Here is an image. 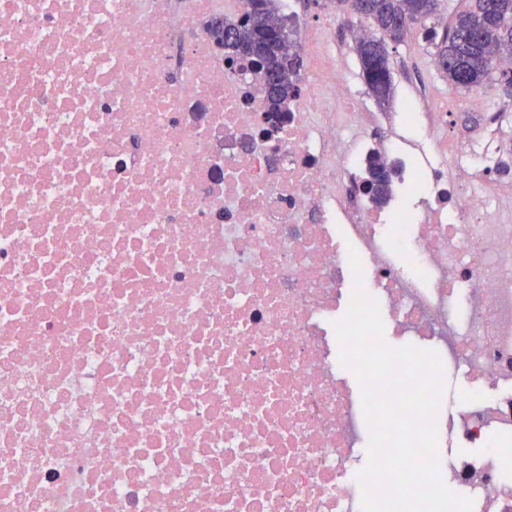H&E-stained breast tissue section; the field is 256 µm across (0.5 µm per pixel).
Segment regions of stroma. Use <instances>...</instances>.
<instances>
[{
	"mask_svg": "<svg viewBox=\"0 0 512 512\" xmlns=\"http://www.w3.org/2000/svg\"><path fill=\"white\" fill-rule=\"evenodd\" d=\"M334 21L326 44L337 69L347 83L360 95L365 108L379 113H393L402 100L414 97L418 87H427L431 104L449 102L448 140L452 143L470 140L474 132L486 127L492 114L506 116L500 134L501 159L512 163V97L498 84L486 89L481 104H472L470 90L450 86L434 63L433 45L425 42L420 33H412L404 42L389 44V65L393 95L381 103L366 93L361 64L356 52L347 48L353 30L364 20L349 7H338L335 0H296L294 20L297 26L316 27L324 17Z\"/></svg>",
	"mask_w": 512,
	"mask_h": 512,
	"instance_id": "obj_1",
	"label": "stroma"
}]
</instances>
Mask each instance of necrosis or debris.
<instances>
[{
	"instance_id": "obj_1",
	"label": "necrosis or debris",
	"mask_w": 512,
	"mask_h": 512,
	"mask_svg": "<svg viewBox=\"0 0 512 512\" xmlns=\"http://www.w3.org/2000/svg\"><path fill=\"white\" fill-rule=\"evenodd\" d=\"M244 8L0 0V512H362L356 286L465 374L440 476L512 512V183L418 100L382 127L310 37L274 118L205 30ZM402 128L416 216L360 187Z\"/></svg>"
}]
</instances>
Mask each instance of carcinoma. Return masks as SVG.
<instances>
[{"instance_id":"obj_1","label":"carcinoma","mask_w":512,"mask_h":512,"mask_svg":"<svg viewBox=\"0 0 512 512\" xmlns=\"http://www.w3.org/2000/svg\"><path fill=\"white\" fill-rule=\"evenodd\" d=\"M353 11L360 14L373 29V34L356 44L362 76L369 95L377 101L392 96L389 62L376 58L369 44L401 43L412 25L436 16L439 0H352ZM281 19V0H247L245 11L234 17L215 18L210 36L232 57H241L256 65L259 76L279 77L268 91V111L286 112L288 102L298 91L303 65L294 22H289L282 42L265 53V61L255 64L252 48L258 41L254 19ZM425 39L435 47L440 71L448 83L465 89H478L492 77V61L512 56V0H470L467 8L455 13L443 32L424 28Z\"/></svg>"}]
</instances>
